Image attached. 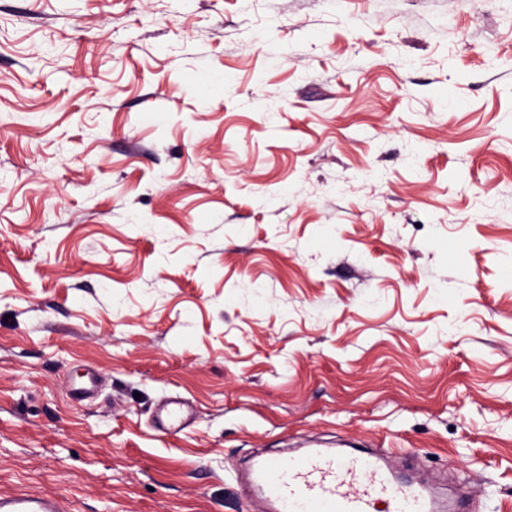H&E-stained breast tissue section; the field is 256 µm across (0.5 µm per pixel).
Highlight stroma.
<instances>
[{
  "label": "stroma",
  "instance_id": "obj_1",
  "mask_svg": "<svg viewBox=\"0 0 512 512\" xmlns=\"http://www.w3.org/2000/svg\"><path fill=\"white\" fill-rule=\"evenodd\" d=\"M345 440L512 512V0H0V494ZM190 410L181 401L172 400L162 409L157 423L164 430L179 431L190 418Z\"/></svg>",
  "mask_w": 512,
  "mask_h": 512
}]
</instances>
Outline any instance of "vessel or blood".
Here are the masks:
<instances>
[{"label":"vessel or blood","instance_id":"1","mask_svg":"<svg viewBox=\"0 0 512 512\" xmlns=\"http://www.w3.org/2000/svg\"><path fill=\"white\" fill-rule=\"evenodd\" d=\"M190 418L188 407L173 400L162 409L160 428L178 431ZM252 479L265 492L272 512H375L387 503L390 512H435L422 490L394 481L376 458L315 451L273 456L256 462ZM0 512H67L54 496L0 497Z\"/></svg>","mask_w":512,"mask_h":512}]
</instances>
